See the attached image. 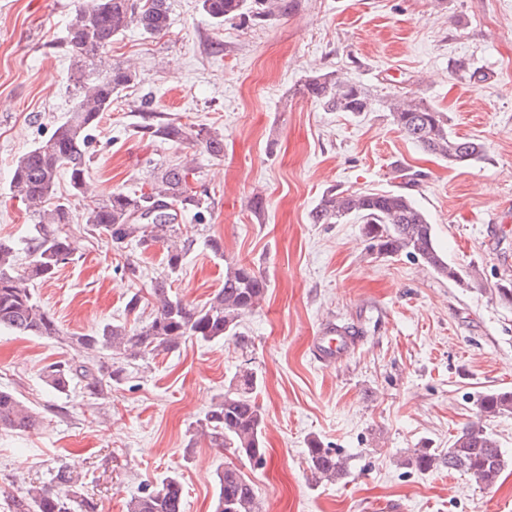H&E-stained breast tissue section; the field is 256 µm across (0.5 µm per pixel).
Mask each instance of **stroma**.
I'll use <instances>...</instances> for the list:
<instances>
[{"mask_svg":"<svg viewBox=\"0 0 512 512\" xmlns=\"http://www.w3.org/2000/svg\"><path fill=\"white\" fill-rule=\"evenodd\" d=\"M170 26L133 29L106 61L136 79L112 102L89 147L99 196L149 191L161 166L190 158L214 200L203 221L182 220L196 244L174 284L203 306L228 265L261 272L268 290L243 316L241 338H186L154 359L124 361L125 373L98 396L47 385L53 363L81 365L76 347L0 330V388L38 412L39 425L0 432V512L32 487L75 468L66 502L126 512L132 495L169 475L184 487V512H213L215 474L228 456L195 432L239 369L261 380L266 464L237 465L263 512H512V463L497 483L407 466L414 449L440 451L482 422L512 460V415L480 421L472 397L512 391V305L497 286L512 281V0H298L287 16L245 15L216 24L200 0H168ZM79 0H0V241L33 232L8 195L16 160L47 138L75 103L70 57L61 43ZM469 62L488 79L454 72ZM343 70L372 93L410 92L445 112L453 135L484 142L486 158L454 166L404 136L382 106L327 112L297 89L310 75ZM222 134L224 154L137 133L144 120ZM405 192L425 211L456 283L421 260L370 250L360 222L314 224L324 191ZM261 197L263 208L251 202ZM62 225L74 259L35 286L40 305L70 336L109 322L148 321L147 292L164 275L165 248L115 251L88 232L86 201L70 197ZM216 238L221 252L204 244ZM140 309L127 313L132 293ZM357 322L361 337L342 361L313 356L324 322ZM336 450L348 473L315 482L310 441Z\"/></svg>","mask_w":512,"mask_h":512,"instance_id":"1","label":"stroma"}]
</instances>
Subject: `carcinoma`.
Masks as SVG:
<instances>
[{"label":"carcinoma","instance_id":"carcinoma-1","mask_svg":"<svg viewBox=\"0 0 512 512\" xmlns=\"http://www.w3.org/2000/svg\"><path fill=\"white\" fill-rule=\"evenodd\" d=\"M202 9L222 24L244 14L286 16L297 0H201ZM167 0H83L72 16L64 47L71 55L76 74L77 102L52 134L16 161L10 183L11 197L19 199L34 217L35 234L26 241L28 261L21 262L19 248L0 242V329L30 336L55 338L76 345L86 353L110 350L127 358H149L176 349L186 337L203 341L237 337L243 315L253 311L267 292L266 278L246 264L227 267L224 286L201 307L191 306L171 294L177 276L194 240H179L180 221L191 214L202 221L209 208L207 191L194 186L195 168L172 165L155 177L152 191L116 190L96 199L87 180L88 148L103 113L112 108V97L135 80L129 69L106 67L104 55L112 40L131 27L154 36L168 30ZM298 93L329 112L373 111V99L360 84L341 72L307 77ZM394 124L424 151L456 165H473L484 159L486 149L475 139L448 133V117L426 100L406 93L388 99ZM146 132L180 145H200L211 156L224 153L221 134L204 128L167 122L146 125ZM68 174L73 195L90 199L83 212L91 231L106 235L118 251L131 242L144 251L163 243L166 275L150 288L154 316L140 326L106 323L96 332L63 337L56 320L41 307L31 287L45 282L72 260L73 248L59 224L72 221L71 204L54 196L60 173ZM355 216L365 234L375 240L380 255L404 252L428 267L451 277L434 239L426 213L402 193H357L331 188L310 211L313 224H335ZM120 369L102 362L76 368L55 363L45 369L49 385L64 391L72 381L88 395H99L117 380ZM260 380L250 369L235 372L224 397L211 404L196 431L211 443L237 457L249 460L265 455L264 413L257 401ZM477 412L485 417L512 415V391L482 392ZM37 415L11 391L0 389V430L25 431L36 426ZM307 463L316 481L334 482L345 475L343 462L329 448L311 441ZM508 460L499 441L482 427L472 424L454 436L448 452L417 449L407 464L419 471L446 468L461 472L482 488L493 487ZM218 487L214 512H260L255 485L237 467L225 464L216 472ZM15 512H67L65 503L51 487L32 488L28 497L13 502ZM127 512H183V490L179 477H166L157 490L141 491L128 503Z\"/></svg>","mask_w":512,"mask_h":512}]
</instances>
